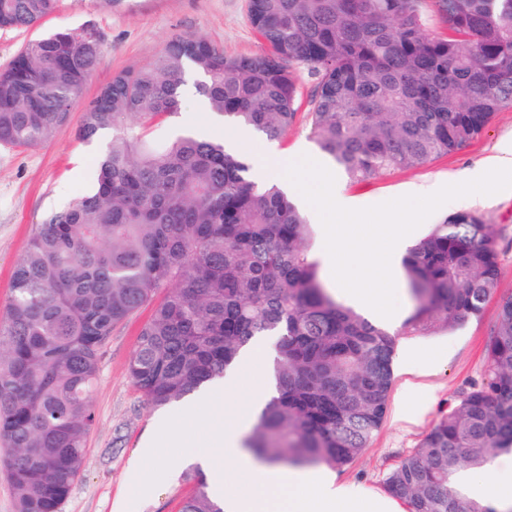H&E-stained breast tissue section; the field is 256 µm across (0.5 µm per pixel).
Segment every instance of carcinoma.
<instances>
[{"instance_id":"cac0c4a2","label":"carcinoma","mask_w":512,"mask_h":512,"mask_svg":"<svg viewBox=\"0 0 512 512\" xmlns=\"http://www.w3.org/2000/svg\"><path fill=\"white\" fill-rule=\"evenodd\" d=\"M60 0H0V29H28ZM249 0L267 55L227 57L200 37L169 40L113 75L76 138L111 137L89 189L31 238L0 309V445L17 512H61L84 469L91 395L114 328L145 306L129 374L152 408L224 376L259 336L276 339L277 395L247 449L287 467L342 468L383 424L398 337L477 317L496 288L491 225L455 212L403 268L413 308L398 331L343 305L319 274L311 225L275 184L248 179L224 137L145 129L180 112L192 83L226 127L270 138L296 120L297 73L316 77L312 137L351 180L419 167L465 148L512 107V0ZM103 55L63 27L0 72V145L38 147L69 120ZM512 450V297L500 304L485 379L448 408L384 480L408 512H496L458 485ZM180 512H224L199 469Z\"/></svg>"}]
</instances>
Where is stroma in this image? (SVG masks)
<instances>
[{
    "label": "stroma",
    "mask_w": 512,
    "mask_h": 512,
    "mask_svg": "<svg viewBox=\"0 0 512 512\" xmlns=\"http://www.w3.org/2000/svg\"><path fill=\"white\" fill-rule=\"evenodd\" d=\"M248 4L249 0H119L107 9L100 0H60L58 10L41 25L0 30V70L25 43L58 27L93 24L104 44L101 62L79 104L51 140L34 149L0 145V306L10 295L13 270L37 227L90 185L89 174L102 149L99 143H85L75 136L84 105L115 73L150 62L178 36H201L232 57L265 53L267 47L250 23ZM315 85V77L302 71L296 122L271 142L242 141L240 151L254 156L270 144L284 156L303 148L323 161L310 135ZM508 141H512V108L497 112L486 130L456 153L364 182L340 173L338 191L343 198L376 205L419 187L456 184L464 170L483 164ZM459 210L477 213L490 224L500 260L498 283L480 317L450 331L399 337L386 418L363 454L333 472L337 482L357 485L369 496H385L387 473L418 446L450 402L481 383L499 305L512 297V191L453 200L414 230L411 240H420L433 225ZM150 315V309L143 308L118 324L102 350L92 395L96 425L87 441V463L62 512H180L192 493L193 485L186 478L187 460L196 454L192 448L174 461L171 481L145 493L139 490L145 467L138 450L146 439L158 435L159 413L146 405L128 366L138 332Z\"/></svg>",
    "instance_id": "35a3bbf8"
}]
</instances>
